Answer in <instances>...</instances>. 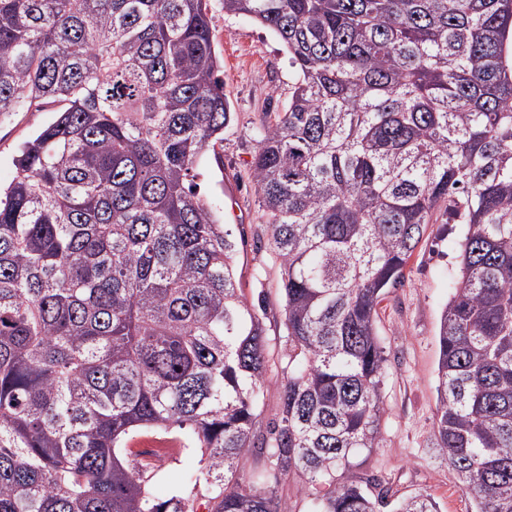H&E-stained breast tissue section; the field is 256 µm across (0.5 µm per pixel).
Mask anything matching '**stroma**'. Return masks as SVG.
I'll return each mask as SVG.
<instances>
[{
	"label": "stroma",
	"mask_w": 512,
	"mask_h": 512,
	"mask_svg": "<svg viewBox=\"0 0 512 512\" xmlns=\"http://www.w3.org/2000/svg\"><path fill=\"white\" fill-rule=\"evenodd\" d=\"M214 47L224 60V92L234 114L224 142L206 151L195 168L202 195L231 225L235 272L251 304H262L269 335L280 332L281 272L273 256L267 217L250 174L263 111L287 104L294 82L283 44L246 16L225 14L222 0H210ZM54 103H32L0 115V183L14 175L19 146L51 122ZM463 227L428 225L406 267V278L379 306V332L386 348L384 395L387 416L381 448L358 456L356 474H369L399 494L426 489L442 512H470L472 498L433 446L437 412L436 368L442 311L453 291Z\"/></svg>",
	"instance_id": "35a3bbf8"
}]
</instances>
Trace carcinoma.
Returning <instances> with one entry per match:
<instances>
[{"instance_id":"1","label":"carcinoma","mask_w":512,"mask_h":512,"mask_svg":"<svg viewBox=\"0 0 512 512\" xmlns=\"http://www.w3.org/2000/svg\"><path fill=\"white\" fill-rule=\"evenodd\" d=\"M285 46L288 106L251 175L281 271L288 372L193 171L232 120L209 0H0V113L64 103L0 187V512H380L378 308L426 225H466L433 445L512 512V0H223ZM148 435L191 490L148 488ZM255 467L238 471L244 456ZM395 512H441L422 490ZM287 353L288 350H286L282 344L279 349V362L277 364V368L273 367L267 373L265 405L260 417L262 430H265L269 424L276 422V420L279 418L277 407L278 388L280 386L281 380L283 379V367L287 362Z\"/></svg>"}]
</instances>
